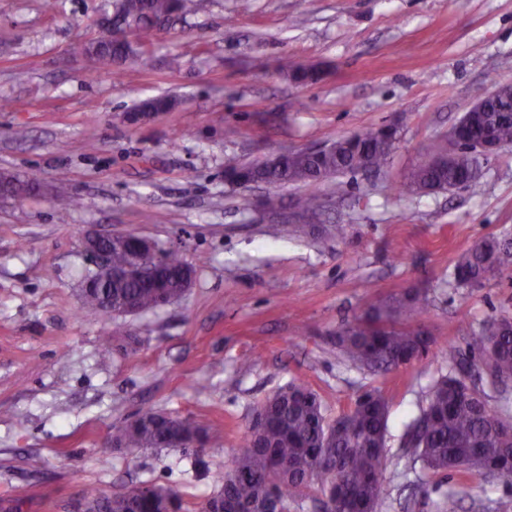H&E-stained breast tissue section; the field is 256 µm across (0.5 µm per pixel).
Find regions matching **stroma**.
I'll return each instance as SVG.
<instances>
[{
	"label": "stroma",
	"instance_id": "35a3bbf8",
	"mask_svg": "<svg viewBox=\"0 0 512 512\" xmlns=\"http://www.w3.org/2000/svg\"><path fill=\"white\" fill-rule=\"evenodd\" d=\"M112 11L113 0H0V171L43 185L38 197L0 201V508L70 512L87 493L145 482L203 503L256 407L297 380L332 416L366 389L386 395L379 512H437L448 495L457 512H499L512 488L478 472L429 475L401 446L447 359L371 373L339 359L328 337L406 290L426 294L423 321L464 353L491 318L512 315V270L480 287L453 281L460 253L512 240V146L484 162L478 189L402 188L447 148L477 89L512 83V0H250L246 11L197 0L134 38L148 69L84 55ZM288 63L325 75L295 83ZM157 96L177 104L133 121ZM387 124L399 140L385 168L326 181L307 236L275 234L267 186L224 181L225 160ZM91 230L176 248L194 267L190 288L138 315L84 316ZM144 407L207 425L197 464L171 449L113 447V426Z\"/></svg>",
	"mask_w": 512,
	"mask_h": 512
}]
</instances>
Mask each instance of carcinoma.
I'll list each match as a JSON object with an SVG mask.
<instances>
[{
  "label": "carcinoma",
  "instance_id": "obj_1",
  "mask_svg": "<svg viewBox=\"0 0 512 512\" xmlns=\"http://www.w3.org/2000/svg\"><path fill=\"white\" fill-rule=\"evenodd\" d=\"M194 5L195 0H118L116 18L128 33L141 35ZM115 27L119 24L99 28L92 42L100 51V61L150 66L151 58L136 51L131 42L115 39ZM479 100L480 108L466 113L455 152L446 161L412 169L406 177L407 190L447 192L461 185L475 186L483 161L495 148L512 145V88L482 93ZM174 105L170 98H151L140 102L137 111L167 112ZM396 139L397 129L383 126L340 137L320 154L290 150L274 165L228 160L224 180L237 187L303 183L309 191L293 201L295 212L301 217L314 215L322 208L320 185L344 173L379 171ZM35 181L34 176L23 179L0 172V182L18 192H33ZM510 268L512 241L489 237L458 257L453 279L458 287L472 288ZM186 270L191 267L179 253L168 252L160 270L146 261L131 281H114L110 288L94 284L83 292L82 310L100 317L120 314L127 304L144 312L156 309L161 299L157 279L164 278L169 292L175 293ZM426 305L427 297L420 291L393 294L338 328L332 344L342 360L370 372L391 371L434 350L448 357V373L435 381L427 404L406 425L403 443L434 475L463 469L488 474L512 487V409L491 407L484 387L468 380L477 366L488 383L512 381V317L488 321L472 344L474 365L457 347L439 344L418 320ZM256 415L263 417L264 429L260 434L250 428L245 431L230 469L216 474V496L245 512H264L273 496L288 502L311 492L324 512H378L387 483L389 417L388 399L381 389L363 391L340 415L330 418L314 390L291 381L267 397ZM113 435L125 448H170L186 454L203 444L208 429L195 418L147 407L115 426ZM88 497L96 505L93 512H103L101 503L109 500L112 512H193L178 491L154 484L134 486L112 497L97 492Z\"/></svg>",
  "mask_w": 512,
  "mask_h": 512
}]
</instances>
